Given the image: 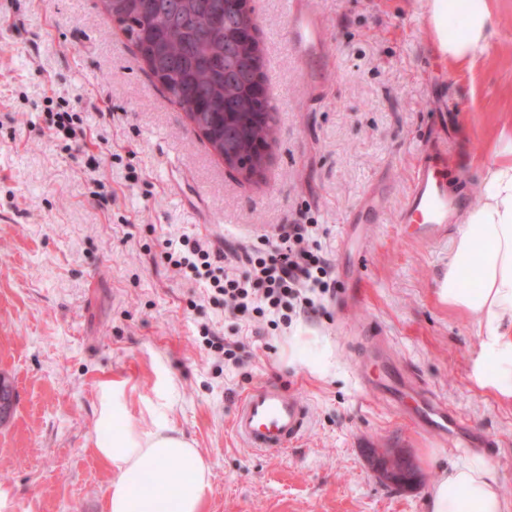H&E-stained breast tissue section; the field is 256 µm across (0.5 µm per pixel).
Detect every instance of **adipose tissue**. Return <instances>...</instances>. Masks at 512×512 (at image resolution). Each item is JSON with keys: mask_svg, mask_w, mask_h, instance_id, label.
Wrapping results in <instances>:
<instances>
[{"mask_svg": "<svg viewBox=\"0 0 512 512\" xmlns=\"http://www.w3.org/2000/svg\"><path fill=\"white\" fill-rule=\"evenodd\" d=\"M460 13L462 32L449 38V59L462 63L485 47L495 26L488 0H431L430 19L443 25ZM485 190L469 208L455 243V255L438 290L449 306L476 317L484 330L474 380L479 388L512 400V142L485 165ZM472 263L479 285L460 282L461 262ZM94 452L110 472L105 512H203L211 470L197 448L155 415L148 428L116 431L124 411L119 383L99 388ZM496 467L481 453L440 468L425 512H507Z\"/></svg>", "mask_w": 512, "mask_h": 512, "instance_id": "ef3b65f1", "label": "adipose tissue"}]
</instances>
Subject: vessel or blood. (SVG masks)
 <instances>
[{
  "mask_svg": "<svg viewBox=\"0 0 512 512\" xmlns=\"http://www.w3.org/2000/svg\"><path fill=\"white\" fill-rule=\"evenodd\" d=\"M291 46L306 52L323 38L322 24L310 11L291 16ZM458 206L448 193V164L440 142H432L418 157L412 184L398 221L411 230V239L436 243L447 239L451 218ZM359 388L383 394L395 408H402V396L416 404L408 411L409 421L429 431L440 442L470 443V428L447 403L421 386L411 375L397 370L381 339H373L354 365ZM309 424L303 401L285 387L265 383L249 389L238 402L232 431L247 447L268 456H280L297 442Z\"/></svg>",
  "mask_w": 512,
  "mask_h": 512,
  "instance_id": "obj_1",
  "label": "vessel or blood"
}]
</instances>
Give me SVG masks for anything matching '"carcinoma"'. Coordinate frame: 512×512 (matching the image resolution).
<instances>
[{"mask_svg":"<svg viewBox=\"0 0 512 512\" xmlns=\"http://www.w3.org/2000/svg\"><path fill=\"white\" fill-rule=\"evenodd\" d=\"M124 14L118 16L122 30L134 43L147 40L156 48L161 62L172 67L169 100L185 113L203 102L215 109H228L227 119L239 129L236 144L250 149L258 140L273 139L275 124L254 123L251 88L224 79V29L254 23L252 13L240 7L242 0H123Z\"/></svg>","mask_w":512,"mask_h":512,"instance_id":"carcinoma-1","label":"carcinoma"}]
</instances>
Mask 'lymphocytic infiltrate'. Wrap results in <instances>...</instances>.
Instances as JSON below:
<instances>
[{
    "label": "lymphocytic infiltrate",
    "mask_w": 512,
    "mask_h": 512,
    "mask_svg": "<svg viewBox=\"0 0 512 512\" xmlns=\"http://www.w3.org/2000/svg\"><path fill=\"white\" fill-rule=\"evenodd\" d=\"M313 224H285L265 248L245 247L243 274L214 275L213 253L199 240L182 236L165 240L170 263L204 274L210 293L222 296L225 312L246 313L272 329L291 328L297 321L325 315L336 295L333 266L316 238Z\"/></svg>",
    "instance_id": "1"
}]
</instances>
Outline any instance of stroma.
<instances>
[{
	"instance_id": "35a3bbf8",
	"label": "stroma",
	"mask_w": 512,
	"mask_h": 512,
	"mask_svg": "<svg viewBox=\"0 0 512 512\" xmlns=\"http://www.w3.org/2000/svg\"><path fill=\"white\" fill-rule=\"evenodd\" d=\"M250 2L278 108L258 181L225 166L164 97L100 0H0V375L16 395L0 422V512H103L110 473L92 440L108 379L122 384L118 426L162 412L200 450L205 512H424L438 462L467 450L357 388L350 362L368 332L487 439L512 504V403L473 384L480 326L438 294L453 243L407 240L396 222L432 140L447 143L449 187L471 206L484 161L512 139V0H490L494 33L462 64L438 54L422 0H316L313 55L290 46L287 0ZM63 104L83 118V150L55 132ZM376 185L383 210L364 255L341 249ZM307 221L336 271L359 262L365 278L338 279L327 315L285 332L225 314L163 245L190 235L239 273L242 247ZM205 325L243 341L238 363L202 345ZM267 382L309 409L280 457L231 431L240 396ZM373 448L408 456L418 481L381 480Z\"/></svg>"
}]
</instances>
